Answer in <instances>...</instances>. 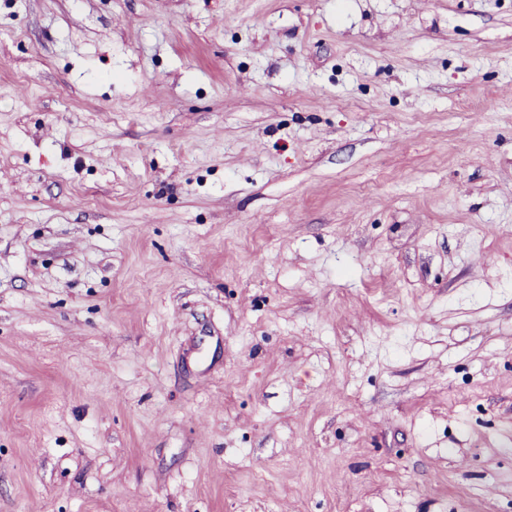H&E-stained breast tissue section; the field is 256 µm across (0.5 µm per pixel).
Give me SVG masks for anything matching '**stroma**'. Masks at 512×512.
I'll return each mask as SVG.
<instances>
[{
  "label": "stroma",
  "instance_id": "1",
  "mask_svg": "<svg viewBox=\"0 0 512 512\" xmlns=\"http://www.w3.org/2000/svg\"><path fill=\"white\" fill-rule=\"evenodd\" d=\"M0 512H512V0H0Z\"/></svg>",
  "mask_w": 512,
  "mask_h": 512
}]
</instances>
